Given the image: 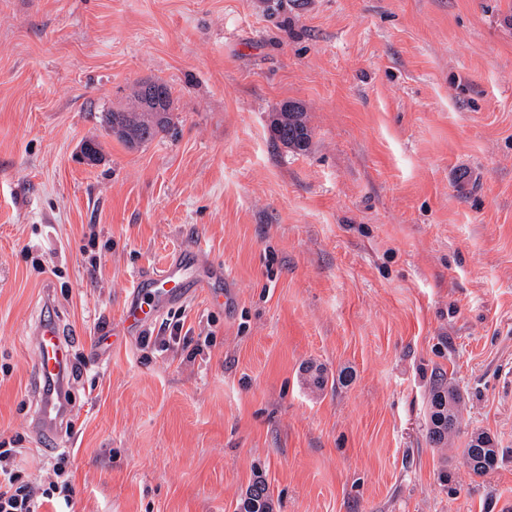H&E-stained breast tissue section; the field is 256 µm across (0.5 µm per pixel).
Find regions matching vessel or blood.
I'll return each instance as SVG.
<instances>
[{
	"label": "vessel or blood",
	"mask_w": 512,
	"mask_h": 512,
	"mask_svg": "<svg viewBox=\"0 0 512 512\" xmlns=\"http://www.w3.org/2000/svg\"><path fill=\"white\" fill-rule=\"evenodd\" d=\"M191 259L178 258L161 269L137 275L129 286V300L124 310L128 329L136 331L157 322L166 309L190 297ZM71 363V350L56 320L43 321L35 331L33 347L34 377L43 382L63 375ZM64 412L53 401L40 404L33 426L43 434L46 452H55Z\"/></svg>",
	"instance_id": "1"
}]
</instances>
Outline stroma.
I'll list each match as a JSON object with an SVG mask.
<instances>
[{"mask_svg": "<svg viewBox=\"0 0 512 512\" xmlns=\"http://www.w3.org/2000/svg\"><path fill=\"white\" fill-rule=\"evenodd\" d=\"M148 79L172 123L130 149L103 118ZM286 101L307 151L272 140ZM198 238L203 285L165 314L186 340L141 347L130 281ZM51 318L81 334L69 512H236L258 476L274 512H504L512 0H0V440L41 488ZM437 372L462 397L444 453ZM477 431L502 452L481 476ZM61 325L45 320L35 331L33 347L34 377L38 384L63 375L72 363L70 345L63 338ZM496 447L490 435L484 432L472 434L462 450L464 464L477 475L494 470L499 462V448Z\"/></svg>", "mask_w": 512, "mask_h": 512, "instance_id": "35a3bbf8", "label": "stroma"}]
</instances>
